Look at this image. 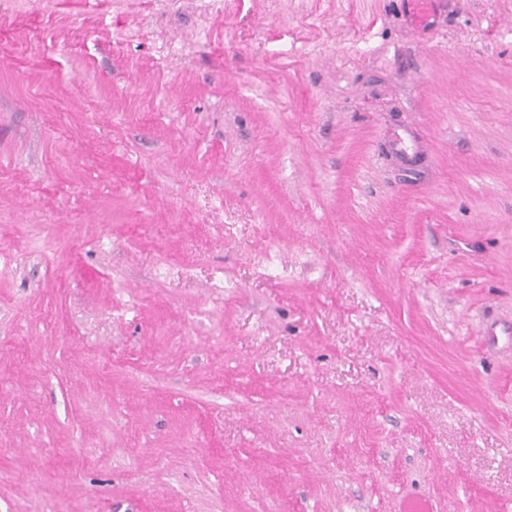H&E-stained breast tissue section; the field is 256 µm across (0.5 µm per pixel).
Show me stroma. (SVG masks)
I'll return each mask as SVG.
<instances>
[{
    "label": "stroma",
    "instance_id": "obj_1",
    "mask_svg": "<svg viewBox=\"0 0 512 512\" xmlns=\"http://www.w3.org/2000/svg\"><path fill=\"white\" fill-rule=\"evenodd\" d=\"M0 512H512V0H0Z\"/></svg>",
    "mask_w": 512,
    "mask_h": 512
}]
</instances>
